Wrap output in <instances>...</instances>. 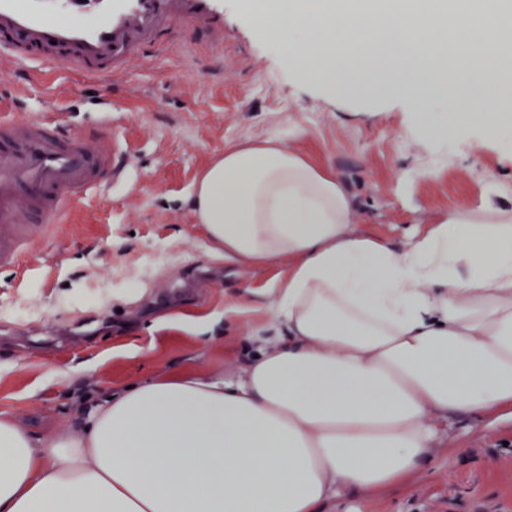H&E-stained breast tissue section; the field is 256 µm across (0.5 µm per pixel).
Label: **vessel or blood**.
I'll return each mask as SVG.
<instances>
[{
    "label": "vessel or blood",
    "instance_id": "vessel-or-blood-1",
    "mask_svg": "<svg viewBox=\"0 0 512 512\" xmlns=\"http://www.w3.org/2000/svg\"><path fill=\"white\" fill-rule=\"evenodd\" d=\"M213 0H0V67L59 63L111 86L179 23H208ZM132 151L63 134L46 116L0 117V267L20 265L86 194L131 185Z\"/></svg>",
    "mask_w": 512,
    "mask_h": 512
}]
</instances>
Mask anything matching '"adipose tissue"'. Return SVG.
I'll list each match as a JSON object with an SVG mask.
<instances>
[{
  "label": "adipose tissue",
  "mask_w": 512,
  "mask_h": 512,
  "mask_svg": "<svg viewBox=\"0 0 512 512\" xmlns=\"http://www.w3.org/2000/svg\"><path fill=\"white\" fill-rule=\"evenodd\" d=\"M331 94L414 103L427 140L471 105L512 132V0H239ZM488 189L403 247L354 229L326 166L274 137L225 146L188 193L212 250L285 273L230 376L161 374L35 436L0 414V512H320L409 483L453 415L512 407V207Z\"/></svg>",
  "instance_id": "ef3b65f1"
}]
</instances>
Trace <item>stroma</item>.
<instances>
[{"label": "stroma", "instance_id": "35a3bbf8", "mask_svg": "<svg viewBox=\"0 0 512 512\" xmlns=\"http://www.w3.org/2000/svg\"><path fill=\"white\" fill-rule=\"evenodd\" d=\"M232 41L204 24L176 26L174 43L104 90L61 65L30 78L0 71V115L43 109L68 131L112 149L98 98L127 114L134 194L91 195L32 256L28 275L0 269V412L47 435L72 425L73 398L105 395L155 374L227 371L245 357L244 329L266 322L259 295L285 269L226 266L187 203L227 144L276 135L336 171L358 206L357 231L403 243L415 225L478 206L489 183L512 206V140L421 144L414 104L335 99L304 81L289 51L220 0ZM208 318L213 334L192 324ZM323 512H512V413L453 417L410 487L344 493Z\"/></svg>", "mask_w": 512, "mask_h": 512}]
</instances>
